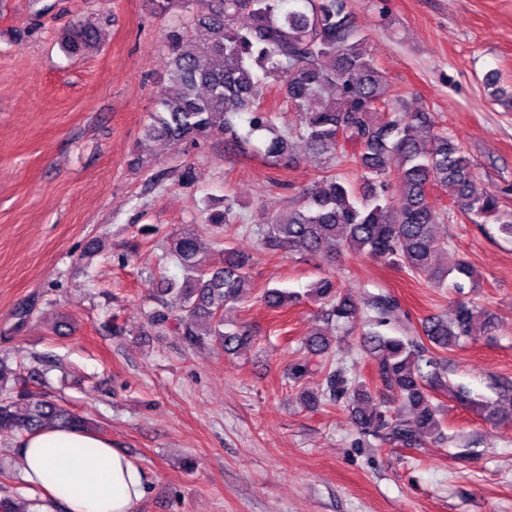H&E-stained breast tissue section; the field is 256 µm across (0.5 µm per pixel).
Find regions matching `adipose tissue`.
Segmentation results:
<instances>
[{"instance_id":"obj_1","label":"adipose tissue","mask_w":512,"mask_h":512,"mask_svg":"<svg viewBox=\"0 0 512 512\" xmlns=\"http://www.w3.org/2000/svg\"><path fill=\"white\" fill-rule=\"evenodd\" d=\"M17 456L24 480L63 512H135L146 475L110 439L47 428L25 436Z\"/></svg>"}]
</instances>
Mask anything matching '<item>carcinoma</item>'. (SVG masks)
<instances>
[{
	"label": "carcinoma",
	"instance_id": "cac0c4a2",
	"mask_svg": "<svg viewBox=\"0 0 512 512\" xmlns=\"http://www.w3.org/2000/svg\"><path fill=\"white\" fill-rule=\"evenodd\" d=\"M151 2L156 14L173 15L177 25L167 35L169 86L148 113L141 151L156 141L183 150L225 135L236 142L235 120L247 114L251 130L271 134L265 154L273 163H296L297 141L323 159L326 175L302 189L300 204L288 218L259 222L268 250L330 254L347 242L358 253L405 269L435 288L450 286L461 293L465 283L476 281L473 268L463 261L432 262L435 253L448 250V242L435 232L443 214L430 199L433 186L448 192L472 220L493 221L512 238V217L503 216L498 195L476 177L458 140L435 130L425 108L408 110L377 68L347 0H209L201 13L193 10V0ZM100 40V30L73 23L64 32L62 49L78 57ZM484 84L494 100L512 99L496 73H487ZM272 90L294 116L286 129L278 125L281 112L264 105ZM348 162L362 173L360 194L336 173ZM393 179L403 188L397 198L389 195ZM236 219L235 200L208 201L206 225L227 229ZM198 233L182 228L172 235L167 255L180 265L183 279L163 290L168 300L154 309L149 325L159 335L174 331L190 348L213 344L236 353L248 336L224 327V309L247 297L250 258L227 238L222 261L204 265L198 259ZM310 296L322 302L321 317L328 323L339 326L353 317L354 305L330 277L314 283ZM262 299L282 308L294 296L267 288ZM493 326L492 315L459 300L450 314L425 323L423 333L432 347L444 351ZM363 343L407 414H388L364 384L348 383L330 362L332 346L320 328L304 338V345L325 370V388L318 397L302 396L303 403H343L361 433L404 446L442 439L432 392L448 386L445 371L423 358L424 348L412 339L368 332ZM455 398L489 418L512 420L502 406L476 400L466 390L455 391ZM46 426L87 429L89 421L50 395L33 397L17 370L0 360V431L22 437Z\"/></svg>",
	"mask_w": 512,
	"mask_h": 512
}]
</instances>
